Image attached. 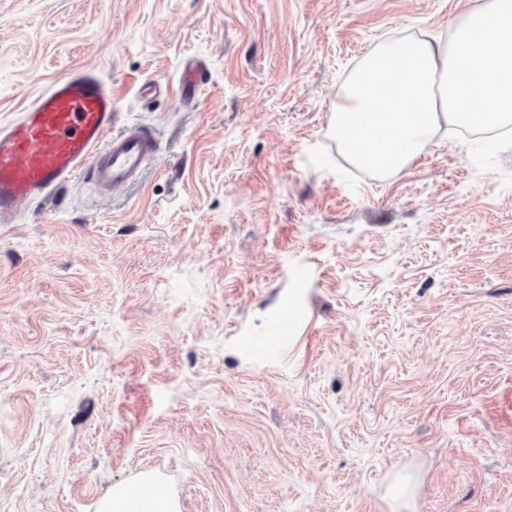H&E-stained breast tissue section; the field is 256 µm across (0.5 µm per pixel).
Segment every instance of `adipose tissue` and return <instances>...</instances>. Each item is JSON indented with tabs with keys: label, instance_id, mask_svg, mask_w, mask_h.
<instances>
[{
	"label": "adipose tissue",
	"instance_id": "adipose-tissue-1",
	"mask_svg": "<svg viewBox=\"0 0 512 512\" xmlns=\"http://www.w3.org/2000/svg\"><path fill=\"white\" fill-rule=\"evenodd\" d=\"M459 128L512 131V0H476L442 30L378 43L348 73L330 124L347 159L382 178ZM96 512L178 510L147 473Z\"/></svg>",
	"mask_w": 512,
	"mask_h": 512
}]
</instances>
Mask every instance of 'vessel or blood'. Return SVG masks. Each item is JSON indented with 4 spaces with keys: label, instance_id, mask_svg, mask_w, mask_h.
Here are the masks:
<instances>
[{
    "label": "vessel or blood",
    "instance_id": "b4317fda",
    "mask_svg": "<svg viewBox=\"0 0 512 512\" xmlns=\"http://www.w3.org/2000/svg\"><path fill=\"white\" fill-rule=\"evenodd\" d=\"M158 151L145 126L120 127L111 87L84 69L55 80L0 125V224L91 172L109 191L141 178Z\"/></svg>",
    "mask_w": 512,
    "mask_h": 512
}]
</instances>
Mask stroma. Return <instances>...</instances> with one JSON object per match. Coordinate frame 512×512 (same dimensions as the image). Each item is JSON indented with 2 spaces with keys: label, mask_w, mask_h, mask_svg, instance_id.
<instances>
[{
  "label": "stroma",
  "mask_w": 512,
  "mask_h": 512,
  "mask_svg": "<svg viewBox=\"0 0 512 512\" xmlns=\"http://www.w3.org/2000/svg\"><path fill=\"white\" fill-rule=\"evenodd\" d=\"M473 0H0V124L98 71L153 129L0 226V512H512V141L379 178L331 109L354 61ZM204 64L185 99L186 64ZM154 474H143L135 481L113 486L100 498L96 512H178L175 501L161 490Z\"/></svg>",
  "instance_id": "1"
}]
</instances>
